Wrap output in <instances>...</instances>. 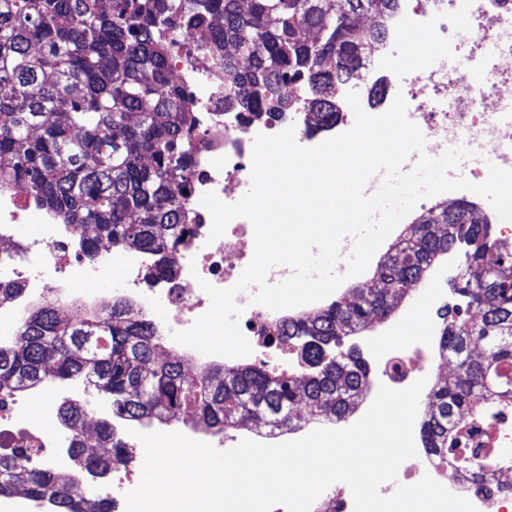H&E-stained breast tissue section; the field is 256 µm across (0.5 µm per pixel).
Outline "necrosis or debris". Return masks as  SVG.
<instances>
[{
	"instance_id": "4bbe7bcc",
	"label": "necrosis or debris",
	"mask_w": 512,
	"mask_h": 512,
	"mask_svg": "<svg viewBox=\"0 0 512 512\" xmlns=\"http://www.w3.org/2000/svg\"><path fill=\"white\" fill-rule=\"evenodd\" d=\"M427 28L430 50L440 65L432 71L415 73L404 90L406 117L421 130L426 151L440 157L450 143L466 139L474 154L493 151L497 165L512 170V0H402L400 9L387 20L388 37L371 44L366 52L369 66L381 78L392 79L407 70L400 50L408 31ZM456 51L471 61L484 63L487 81L479 88L466 84L464 75L449 70L443 58ZM179 85L193 99L198 124L208 131L210 144L194 152L197 175L186 205L192 212L193 234L174 253L172 278L146 282L144 271L149 254L131 251L124 255L119 271H112L111 252L100 247L94 258L64 246V225L50 215L31 213L28 196L13 188L0 189V336L9 338L16 330L17 298L13 284H22L28 294L49 296L68 288L81 290L91 282L108 284L113 297L128 300L139 315L154 323L168 349L193 366L208 363V355L171 338L205 314L211 304L206 286L234 287L240 268L250 264L255 251V231L245 217L232 219L222 236L211 238L213 219L202 204L212 192L224 203L238 202L252 186V151L257 135H275L294 128L300 146H309L299 116L310 109L297 84L287 90L296 111L283 113L276 122L243 123L239 112L224 109L222 70L186 65L175 69ZM252 290L238 292L241 313L238 325L252 349L265 347L266 331L294 313L309 312V305L274 311L252 303ZM54 402H46L34 415L26 401L10 395L0 402V447L28 448L31 466L53 464L69 472L66 457H52L51 449L70 447L71 433L60 427ZM417 455L403 471L401 482L413 485L431 476L454 494L467 498L478 512H512V496L500 489L501 474L471 480L452 463L428 455L421 431H414Z\"/></svg>"
}]
</instances>
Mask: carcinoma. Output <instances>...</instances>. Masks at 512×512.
Here are the masks:
<instances>
[{"label":"carcinoma","instance_id":"cac0c4a2","mask_svg":"<svg viewBox=\"0 0 512 512\" xmlns=\"http://www.w3.org/2000/svg\"><path fill=\"white\" fill-rule=\"evenodd\" d=\"M399 0H0V188L33 196L78 233L92 257L97 243L147 251L152 277L174 274V252L191 232L185 197L194 176L193 151L202 139L193 101L171 78L173 20L199 31L202 59L231 80L224 105L253 120L274 119L291 102L283 87L301 81L313 98L307 127L332 128L340 109L330 90L362 67L363 50L385 38L383 18ZM375 12L367 31L354 16ZM317 30L305 41L302 28ZM469 202L430 209L406 225L373 278L310 315L291 317L270 342L302 343L310 372L271 375L251 366L208 364L190 376L180 362H154L162 337L122 299L102 302L81 320L65 319L64 304L23 303L16 336L0 339V393L57 380L92 388L89 398L58 406L61 424L79 430L92 403L105 397L112 418L99 425L112 440V420L165 424L180 412L220 433L263 417L276 429H296L327 412L353 413L371 384L354 351L325 348L389 318L392 296H407L437 256L465 240L475 244L454 291L466 317L439 330L438 355L457 368L456 382L437 381L426 394L424 448L482 478L512 467V452L473 445L480 426L512 416V249L495 247L489 223L475 221ZM481 342L485 356L471 358ZM29 448L0 452V496L20 483L48 512H112L79 479L59 482L52 466L26 468ZM74 468L93 477L110 472L112 457L86 453L73 438Z\"/></svg>","mask_w":512,"mask_h":512}]
</instances>
